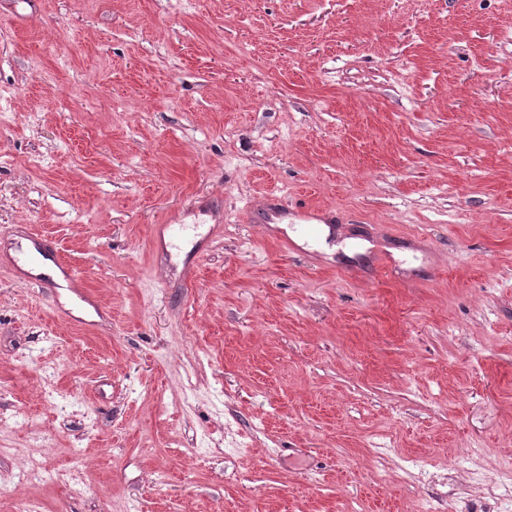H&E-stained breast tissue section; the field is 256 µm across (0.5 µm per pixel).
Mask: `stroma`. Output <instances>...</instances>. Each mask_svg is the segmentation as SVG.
Segmentation results:
<instances>
[{"label":"stroma","mask_w":512,"mask_h":512,"mask_svg":"<svg viewBox=\"0 0 512 512\" xmlns=\"http://www.w3.org/2000/svg\"><path fill=\"white\" fill-rule=\"evenodd\" d=\"M34 231L0 512H512V0H0Z\"/></svg>","instance_id":"35a3bbf8"}]
</instances>
